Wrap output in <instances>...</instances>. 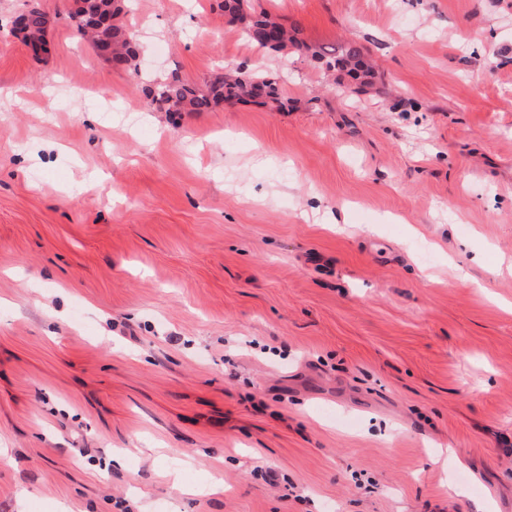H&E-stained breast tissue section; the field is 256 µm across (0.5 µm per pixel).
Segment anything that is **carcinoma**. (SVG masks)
Listing matches in <instances>:
<instances>
[{"mask_svg":"<svg viewBox=\"0 0 512 512\" xmlns=\"http://www.w3.org/2000/svg\"><path fill=\"white\" fill-rule=\"evenodd\" d=\"M86 11L70 16L78 33L89 39L95 53L112 50L113 66L132 74L140 73L141 46L135 34L118 18L126 13L120 0H88ZM218 8L230 24L261 50L283 53L285 49L304 48L321 63L325 71L357 79V72L369 71L362 47L354 41L334 46L309 45L298 38L300 26H285L266 10H258L253 0H220ZM17 34L26 45L46 42L49 28L46 14L31 8L14 21ZM149 107L157 112H207L224 102L276 103L283 106L278 82L268 74L252 72L243 66H224V73L199 86L184 81L173 72L163 82L144 86Z\"/></svg>","mask_w":512,"mask_h":512,"instance_id":"carcinoma-1","label":"carcinoma"}]
</instances>
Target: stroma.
<instances>
[{
	"label": "stroma",
	"mask_w": 512,
	"mask_h": 512,
	"mask_svg": "<svg viewBox=\"0 0 512 512\" xmlns=\"http://www.w3.org/2000/svg\"><path fill=\"white\" fill-rule=\"evenodd\" d=\"M257 3L372 86L132 0L143 79L286 102L157 112L0 0V512H512V0ZM14 28L16 33L21 35L25 45L33 42L47 44L45 36L49 28V19L37 8H31L20 14L14 21ZM147 104L157 112H207L224 102L276 103L283 107L278 82L245 66H224V74L203 86L184 81L173 72L163 82L143 88Z\"/></svg>",
	"instance_id": "obj_1"
}]
</instances>
